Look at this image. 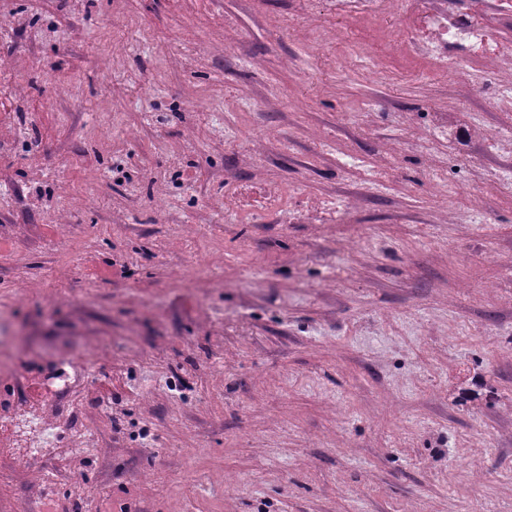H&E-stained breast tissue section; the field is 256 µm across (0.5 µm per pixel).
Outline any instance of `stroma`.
<instances>
[{
	"label": "stroma",
	"instance_id": "obj_1",
	"mask_svg": "<svg viewBox=\"0 0 512 512\" xmlns=\"http://www.w3.org/2000/svg\"><path fill=\"white\" fill-rule=\"evenodd\" d=\"M0 512H512V109L375 77L333 0H0ZM456 105V126L434 115ZM498 128L495 136L488 127ZM281 188L277 220L226 210ZM362 190L307 221L312 199ZM91 363L77 388L37 375ZM51 426V418L39 403L0 411L2 446L9 447L6 453L47 456L48 444L44 440Z\"/></svg>",
	"mask_w": 512,
	"mask_h": 512
}]
</instances>
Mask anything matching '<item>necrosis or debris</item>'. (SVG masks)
<instances>
[{"label":"necrosis or debris","mask_w":512,"mask_h":512,"mask_svg":"<svg viewBox=\"0 0 512 512\" xmlns=\"http://www.w3.org/2000/svg\"><path fill=\"white\" fill-rule=\"evenodd\" d=\"M337 23L325 40L343 44L346 23H356L371 35L366 46L374 69L396 64L411 69L419 60L432 69L447 70L448 50L464 49L487 69L508 71L499 89L512 91V56L498 48L504 42L501 23L512 17V0H474L469 11H460L456 0H334ZM404 21L408 38H398L397 21ZM52 421L41 404L0 411V436L10 452L28 456L47 455L45 440Z\"/></svg>","instance_id":"1"}]
</instances>
